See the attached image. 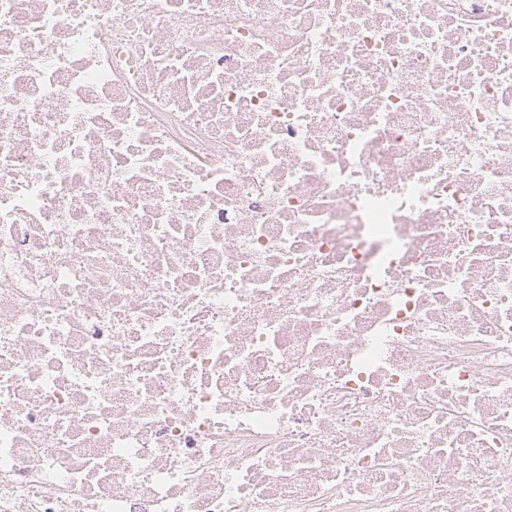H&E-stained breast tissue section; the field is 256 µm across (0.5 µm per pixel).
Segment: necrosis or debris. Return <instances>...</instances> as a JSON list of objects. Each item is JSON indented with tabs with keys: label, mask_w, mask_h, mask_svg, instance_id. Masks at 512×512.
Masks as SVG:
<instances>
[{
	"label": "necrosis or debris",
	"mask_w": 512,
	"mask_h": 512,
	"mask_svg": "<svg viewBox=\"0 0 512 512\" xmlns=\"http://www.w3.org/2000/svg\"><path fill=\"white\" fill-rule=\"evenodd\" d=\"M0 512H512V0H0Z\"/></svg>",
	"instance_id": "obj_1"
}]
</instances>
